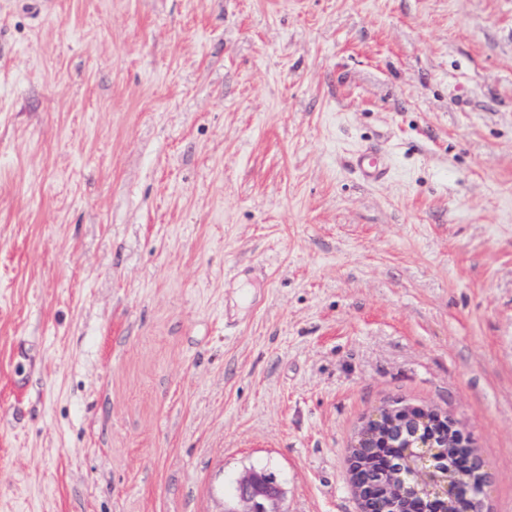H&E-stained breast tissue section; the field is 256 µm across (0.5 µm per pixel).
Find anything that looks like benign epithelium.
<instances>
[{
    "label": "benign epithelium",
    "mask_w": 512,
    "mask_h": 512,
    "mask_svg": "<svg viewBox=\"0 0 512 512\" xmlns=\"http://www.w3.org/2000/svg\"><path fill=\"white\" fill-rule=\"evenodd\" d=\"M350 474L361 512H483V461L435 409L397 401L373 412L351 448ZM284 495L272 474L250 469L224 512H284Z\"/></svg>",
    "instance_id": "1"
}]
</instances>
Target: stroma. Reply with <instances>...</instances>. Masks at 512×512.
<instances>
[{"label":"stroma","mask_w":512,"mask_h":512,"mask_svg":"<svg viewBox=\"0 0 512 512\" xmlns=\"http://www.w3.org/2000/svg\"><path fill=\"white\" fill-rule=\"evenodd\" d=\"M393 401L512 512V0H0V512H359ZM354 167L360 176L369 182L381 181L388 174V166L380 152L373 148L362 150L355 157ZM285 491L274 476L263 469H250L237 481L231 505L222 512H285Z\"/></svg>","instance_id":"35a3bbf8"}]
</instances>
